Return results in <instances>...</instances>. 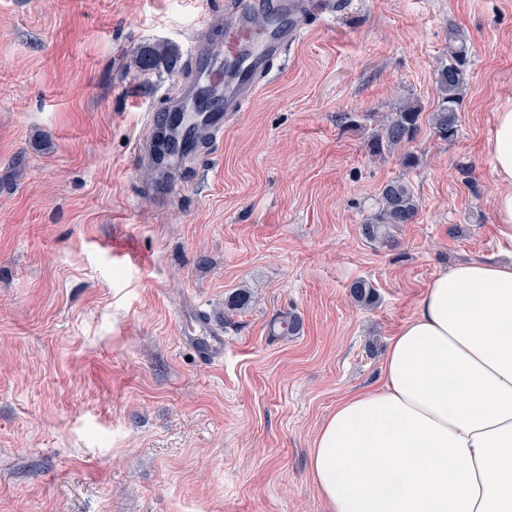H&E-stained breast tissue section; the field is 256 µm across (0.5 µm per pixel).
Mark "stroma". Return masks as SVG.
<instances>
[{
  "label": "stroma",
  "instance_id": "35a3bbf8",
  "mask_svg": "<svg viewBox=\"0 0 512 512\" xmlns=\"http://www.w3.org/2000/svg\"><path fill=\"white\" fill-rule=\"evenodd\" d=\"M231 2L0 0V512H327L309 453L337 401L379 384L437 273L506 259L490 147L512 0H350L306 19L159 200L135 148L203 24L223 53ZM452 24L474 47L459 136L422 134L406 175L368 144L400 103L434 109ZM403 175L417 222L366 241ZM357 280L374 305L350 297ZM200 301L224 326L206 366L177 316ZM287 312L300 333L271 335Z\"/></svg>",
  "mask_w": 512,
  "mask_h": 512
}]
</instances>
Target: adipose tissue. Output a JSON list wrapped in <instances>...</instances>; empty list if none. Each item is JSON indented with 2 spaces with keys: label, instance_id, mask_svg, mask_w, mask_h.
Instances as JSON below:
<instances>
[{
  "label": "adipose tissue",
  "instance_id": "adipose-tissue-1",
  "mask_svg": "<svg viewBox=\"0 0 512 512\" xmlns=\"http://www.w3.org/2000/svg\"><path fill=\"white\" fill-rule=\"evenodd\" d=\"M495 236L512 250V100L494 114ZM383 383L311 449L329 512H512V262L441 271L389 342Z\"/></svg>",
  "mask_w": 512,
  "mask_h": 512
}]
</instances>
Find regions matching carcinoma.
<instances>
[{
  "label": "carcinoma",
  "instance_id": "1",
  "mask_svg": "<svg viewBox=\"0 0 512 512\" xmlns=\"http://www.w3.org/2000/svg\"><path fill=\"white\" fill-rule=\"evenodd\" d=\"M472 58L468 38L455 25H448V57L435 69L438 102L428 116L414 102H405L389 113L382 133L370 144L374 156L396 148L403 149L399 162L404 171L416 169L420 157L407 149L417 140L423 123H428L432 137L444 143L455 142L459 135L458 106L465 90L466 74ZM419 213V202L412 184L405 177L387 181L381 188L376 207L360 224L361 236L378 243L390 242V228L397 224H413ZM350 296L361 303L371 302L374 291L364 280L350 285ZM280 336H295L301 329V320L294 314L279 315L271 321Z\"/></svg>",
  "mask_w": 512,
  "mask_h": 512
}]
</instances>
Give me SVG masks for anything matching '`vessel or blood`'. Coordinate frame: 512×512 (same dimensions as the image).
Returning a JSON list of instances; mask_svg holds the SVG:
<instances>
[{
	"mask_svg": "<svg viewBox=\"0 0 512 512\" xmlns=\"http://www.w3.org/2000/svg\"><path fill=\"white\" fill-rule=\"evenodd\" d=\"M341 0H244L237 16L225 32L224 52H210L207 30L194 40L195 79L189 92L216 90L215 102L197 117L192 139L213 140L224 134L225 123L246 107L257 95L269 66L287 45L299 41L303 18L309 11L326 15L341 8ZM261 13L268 19V30L257 33L249 18ZM195 329L189 337L199 359L206 363L224 357V335L214 321L200 311L188 315Z\"/></svg>",
	"mask_w": 512,
	"mask_h": 512,
	"instance_id": "vessel-or-blood-1",
	"label": "vessel or blood"
}]
</instances>
